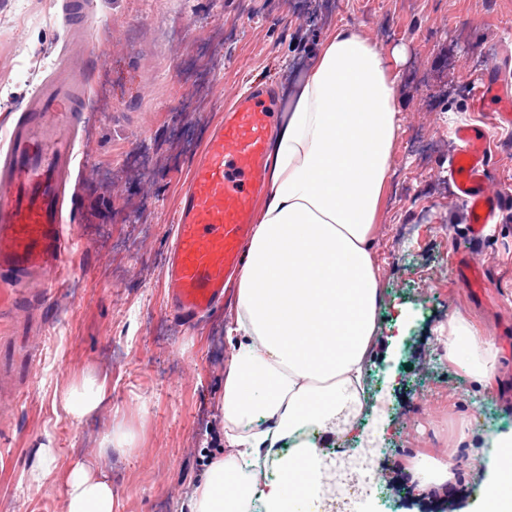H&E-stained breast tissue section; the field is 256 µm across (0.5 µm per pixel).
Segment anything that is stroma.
Returning a JSON list of instances; mask_svg holds the SVG:
<instances>
[{"label":"stroma","mask_w":512,"mask_h":512,"mask_svg":"<svg viewBox=\"0 0 512 512\" xmlns=\"http://www.w3.org/2000/svg\"><path fill=\"white\" fill-rule=\"evenodd\" d=\"M97 34L88 109L76 119L83 174L78 243L43 300L0 318V512H67L79 460L112 484L119 512H178L224 454L219 409L232 298L193 323L173 317L165 272L175 211L208 133L243 92L274 85L288 112L323 37L348 25L405 49L401 126L375 227L383 336L367 369L363 419L385 434L371 495L351 512H482L490 449L458 444L512 432V202L481 243L448 178L466 123L489 129L490 181L512 190V131L472 104L474 86L512 55V0H91ZM69 43L55 0H0V140L12 114ZM480 264L486 287L451 266ZM462 313L494 337L492 389L449 363L442 327ZM104 384L77 419L66 394ZM122 445L106 448L108 435ZM53 454L42 484L29 474ZM451 459L455 492H416L422 457Z\"/></svg>","instance_id":"stroma-1"}]
</instances>
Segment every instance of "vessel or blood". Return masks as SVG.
Returning <instances> with one entry per match:
<instances>
[{
    "instance_id": "1",
    "label": "vessel or blood",
    "mask_w": 512,
    "mask_h": 512,
    "mask_svg": "<svg viewBox=\"0 0 512 512\" xmlns=\"http://www.w3.org/2000/svg\"><path fill=\"white\" fill-rule=\"evenodd\" d=\"M62 22L80 18L90 32L86 0H61ZM80 56H67L28 99L0 142V315L17 305L18 290L48 288L67 271L72 257L70 228L77 208L68 194L77 137L67 113L85 109L89 82ZM504 64L493 65L475 103L495 100V124L512 128V81ZM275 98L270 90L241 95L228 109L194 162L175 215V242L166 272L173 311L193 318L224 298L231 272L244 258L252 235L255 194L264 182ZM459 146L450 174L470 213L469 238L480 243L488 224L504 208L506 193L489 188V133L458 127Z\"/></svg>"
}]
</instances>
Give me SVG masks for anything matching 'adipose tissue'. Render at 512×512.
Listing matches in <instances>:
<instances>
[{
  "mask_svg": "<svg viewBox=\"0 0 512 512\" xmlns=\"http://www.w3.org/2000/svg\"><path fill=\"white\" fill-rule=\"evenodd\" d=\"M400 51L385 53L349 26L324 38L272 136L268 182L236 282L233 350L221 411L228 450L197 483L188 512H290L317 501L331 467L305 428L351 431L367 399L365 376L383 303L372 236L400 134ZM498 349L460 314L448 318V359L488 384ZM268 428L253 429L257 419ZM282 477L262 457L282 440ZM499 453L484 488L487 512H512V434L485 439ZM68 512H117L111 484L76 462Z\"/></svg>",
  "mask_w": 512,
  "mask_h": 512,
  "instance_id": "obj_1",
  "label": "adipose tissue"
}]
</instances>
